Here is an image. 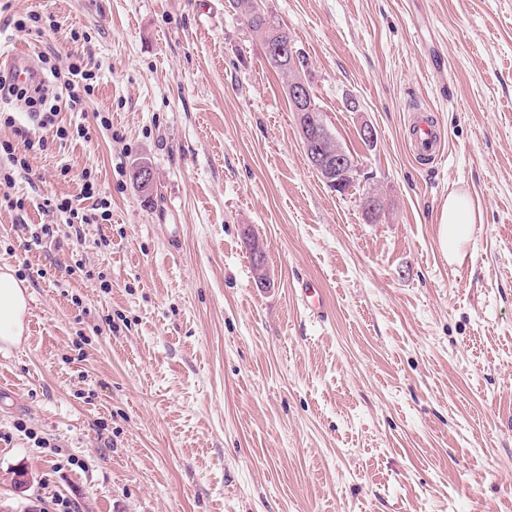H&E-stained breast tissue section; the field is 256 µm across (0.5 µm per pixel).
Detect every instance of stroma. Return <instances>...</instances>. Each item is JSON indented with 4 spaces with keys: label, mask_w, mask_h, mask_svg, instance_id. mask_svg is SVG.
I'll use <instances>...</instances> for the list:
<instances>
[{
    "label": "stroma",
    "mask_w": 512,
    "mask_h": 512,
    "mask_svg": "<svg viewBox=\"0 0 512 512\" xmlns=\"http://www.w3.org/2000/svg\"><path fill=\"white\" fill-rule=\"evenodd\" d=\"M264 3L358 162L345 193L310 166L230 0L0 15V71L50 45L96 74L85 111L61 109L63 140L0 105V141L46 139L30 172L0 155V265L30 294L22 343L0 352V512H512V0ZM32 11L44 39L7 22ZM415 105L447 131L427 166L406 145ZM85 173L111 217L76 239L43 202L79 199ZM452 194L480 217L455 263L438 239ZM43 224L57 235L34 243Z\"/></svg>",
    "instance_id": "1"
}]
</instances>
